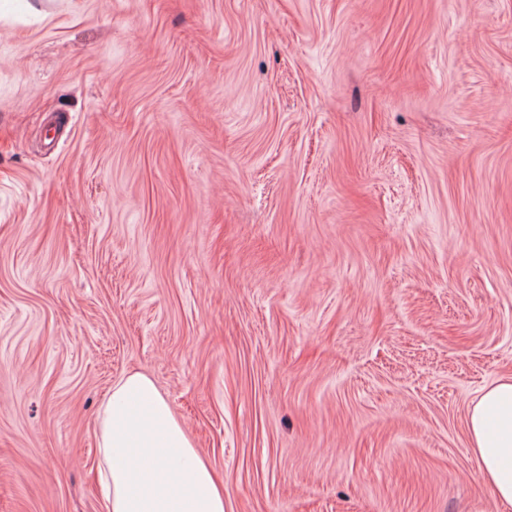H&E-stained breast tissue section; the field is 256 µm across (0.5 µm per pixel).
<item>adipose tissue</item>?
I'll use <instances>...</instances> for the list:
<instances>
[{"instance_id":"obj_1","label":"adipose tissue","mask_w":512,"mask_h":512,"mask_svg":"<svg viewBox=\"0 0 512 512\" xmlns=\"http://www.w3.org/2000/svg\"><path fill=\"white\" fill-rule=\"evenodd\" d=\"M484 481L512 512V375L498 379L468 417ZM101 512H224V486L168 401L145 374L115 381L97 420Z\"/></svg>"}]
</instances>
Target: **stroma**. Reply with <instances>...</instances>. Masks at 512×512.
<instances>
[{
    "label": "stroma",
    "mask_w": 512,
    "mask_h": 512,
    "mask_svg": "<svg viewBox=\"0 0 512 512\" xmlns=\"http://www.w3.org/2000/svg\"><path fill=\"white\" fill-rule=\"evenodd\" d=\"M132 371L224 512H504L512 0H0V512ZM471 449L484 481L505 510L512 508V375L498 379L468 417Z\"/></svg>",
    "instance_id": "stroma-1"
}]
</instances>
